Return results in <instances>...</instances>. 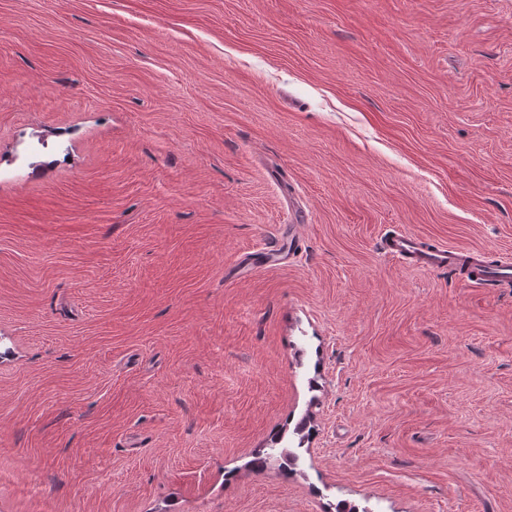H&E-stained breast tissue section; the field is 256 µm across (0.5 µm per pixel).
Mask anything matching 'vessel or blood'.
I'll return each mask as SVG.
<instances>
[{"mask_svg": "<svg viewBox=\"0 0 512 512\" xmlns=\"http://www.w3.org/2000/svg\"><path fill=\"white\" fill-rule=\"evenodd\" d=\"M385 253L406 261L413 267L426 270H451L461 266L468 269L471 284L482 286L491 282H512V261L488 263L480 252H464L447 246L427 244L421 237L407 232H397L383 242Z\"/></svg>", "mask_w": 512, "mask_h": 512, "instance_id": "vessel-or-blood-1", "label": "vessel or blood"}]
</instances>
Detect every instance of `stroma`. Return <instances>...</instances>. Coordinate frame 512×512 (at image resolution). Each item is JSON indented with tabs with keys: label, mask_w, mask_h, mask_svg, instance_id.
I'll return each instance as SVG.
<instances>
[{
	"label": "stroma",
	"mask_w": 512,
	"mask_h": 512,
	"mask_svg": "<svg viewBox=\"0 0 512 512\" xmlns=\"http://www.w3.org/2000/svg\"><path fill=\"white\" fill-rule=\"evenodd\" d=\"M396 229L512 257V0H0V512H512V286ZM383 249L387 255L402 259L418 269L451 270L466 265L468 280L473 285L512 282L510 259L491 264L482 252H464L452 247L429 245L421 237L407 232L388 236L383 242ZM277 441L278 439H274L270 448L264 449L261 455L255 459L254 464L258 469H263L270 458L281 460L279 468L285 471H288V468L292 469L294 461L296 458H299V456L294 451L289 450V448L287 450L286 447H275V445L279 444Z\"/></svg>",
	"instance_id": "35a3bbf8"
}]
</instances>
